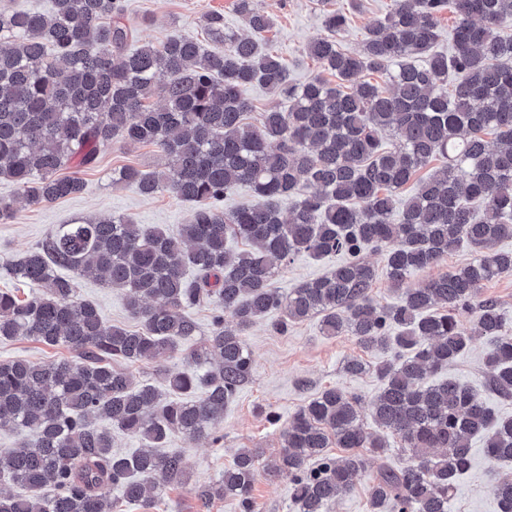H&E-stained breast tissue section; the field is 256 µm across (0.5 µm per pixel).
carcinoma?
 Returning <instances> with one entry per match:
<instances>
[{"label":"carcinoma","instance_id":"obj_1","mask_svg":"<svg viewBox=\"0 0 512 512\" xmlns=\"http://www.w3.org/2000/svg\"><path fill=\"white\" fill-rule=\"evenodd\" d=\"M52 3L47 14L0 9V179L19 190L0 198V223L16 222L22 201L47 205L81 193L84 181L59 171L90 166L116 143L153 145L167 167L125 166L112 183L144 197L169 192L193 211L176 237L124 217L82 218L9 264L32 291L22 299L0 291V341L29 339L73 357L0 361V429L32 435L0 454V477L22 489L0 491V512H116L120 500L150 512L160 482L185 475L182 453L163 450L167 440L219 429L225 403L252 372L245 336L270 314L282 330L319 316L325 335L348 333L367 350L391 352L374 367L383 388L371 415L381 432L364 428L361 399L338 387L289 419L267 475H288L298 512H327L351 491L365 456L389 451L388 434L407 462L372 479L370 512H448L478 434L487 436L489 459L512 461V417L451 379H426L479 337L488 344L489 390L512 399V329L498 303L480 296L487 282L512 273V251L495 249L512 238V0H394L357 53L338 47L347 19L329 11L306 50L336 84L319 75L289 80L265 48L271 20L255 0H235L245 33L224 28L217 14L205 19L220 52L176 32L129 52L138 29L124 0ZM445 10L455 16L448 54L434 51ZM365 71L384 72L388 88L356 81ZM253 83L288 98V111L273 107L246 123L252 104L242 88ZM440 158L397 211L398 192ZM241 186L255 203L224 210V197ZM299 193L281 216L279 201ZM232 237L245 249L229 250ZM463 241L476 252L470 263L405 287ZM367 249L385 253L387 279L404 289L401 303L373 299L377 272ZM300 254L344 260L278 292L273 277ZM87 275L126 292L137 329L103 320L79 294L78 278ZM211 303L210 331L194 343V310ZM464 308L469 329L457 319ZM176 356L188 369L159 375L178 398L134 383L123 368ZM207 364L215 365L207 391L184 397L196 385L191 367ZM114 429L146 448L112 452ZM335 446L346 455L330 456ZM259 457L256 448L241 449L219 487L202 496L231 497L254 512ZM114 487L118 500L110 498ZM492 494L497 512H512L511 477L497 480Z\"/></svg>","mask_w":512,"mask_h":512}]
</instances>
